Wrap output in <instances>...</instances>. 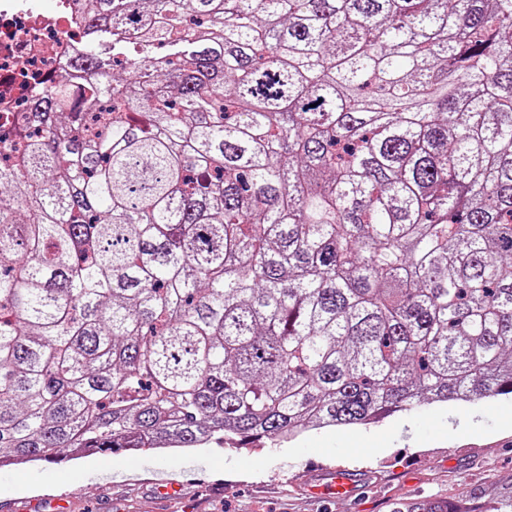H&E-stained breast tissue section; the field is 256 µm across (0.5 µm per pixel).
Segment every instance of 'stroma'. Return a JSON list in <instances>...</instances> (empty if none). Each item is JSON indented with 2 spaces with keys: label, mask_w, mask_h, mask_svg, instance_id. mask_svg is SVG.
<instances>
[{
  "label": "stroma",
  "mask_w": 512,
  "mask_h": 512,
  "mask_svg": "<svg viewBox=\"0 0 512 512\" xmlns=\"http://www.w3.org/2000/svg\"><path fill=\"white\" fill-rule=\"evenodd\" d=\"M182 486L162 498L158 471ZM347 485L336 492L331 475ZM512 476V396L422 403L380 424L310 430L287 442L191 452L60 451L0 471V512H390L399 499L462 498Z\"/></svg>",
  "instance_id": "35a3bbf8"
}]
</instances>
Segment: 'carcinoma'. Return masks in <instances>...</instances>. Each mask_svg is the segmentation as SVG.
Masks as SVG:
<instances>
[{"instance_id":"1","label":"carcinoma","mask_w":512,"mask_h":512,"mask_svg":"<svg viewBox=\"0 0 512 512\" xmlns=\"http://www.w3.org/2000/svg\"><path fill=\"white\" fill-rule=\"evenodd\" d=\"M77 23L0 153L1 467L512 395V0Z\"/></svg>"}]
</instances>
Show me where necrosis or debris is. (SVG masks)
Wrapping results in <instances>:
<instances>
[{
  "label": "necrosis or debris",
  "mask_w": 512,
  "mask_h": 512,
  "mask_svg": "<svg viewBox=\"0 0 512 512\" xmlns=\"http://www.w3.org/2000/svg\"><path fill=\"white\" fill-rule=\"evenodd\" d=\"M57 4L56 15L48 16L41 0H0V106L21 112L18 98L29 76L51 83L63 78L78 39V3Z\"/></svg>",
  "instance_id": "obj_1"
}]
</instances>
